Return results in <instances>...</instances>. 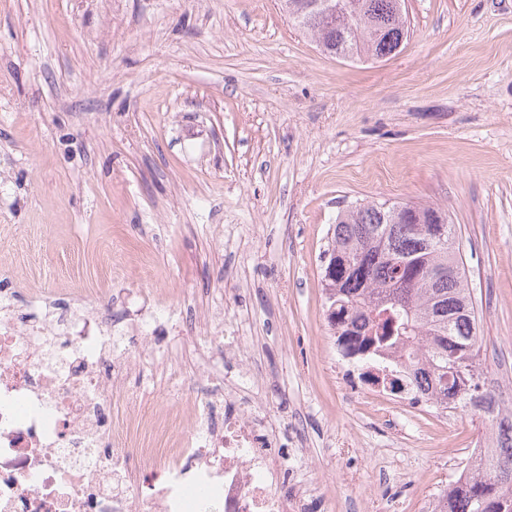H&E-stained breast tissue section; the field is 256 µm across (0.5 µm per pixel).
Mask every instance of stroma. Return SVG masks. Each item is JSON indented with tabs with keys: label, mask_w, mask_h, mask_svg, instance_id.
Listing matches in <instances>:
<instances>
[{
	"label": "stroma",
	"mask_w": 512,
	"mask_h": 512,
	"mask_svg": "<svg viewBox=\"0 0 512 512\" xmlns=\"http://www.w3.org/2000/svg\"><path fill=\"white\" fill-rule=\"evenodd\" d=\"M377 62L324 55L279 0H0V251L32 293L111 309L112 353L239 336L281 486L311 512H426L485 432L462 409H365L321 286L340 208L445 211L465 244L488 379L512 383V0H405ZM210 377L133 371L126 396L181 417ZM115 397L106 423L129 420Z\"/></svg>",
	"instance_id": "obj_1"
}]
</instances>
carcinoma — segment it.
Masks as SVG:
<instances>
[{
  "label": "carcinoma",
  "mask_w": 512,
  "mask_h": 512,
  "mask_svg": "<svg viewBox=\"0 0 512 512\" xmlns=\"http://www.w3.org/2000/svg\"><path fill=\"white\" fill-rule=\"evenodd\" d=\"M312 0H283L288 18L331 57L382 60L408 40L398 0H355L359 15L328 20ZM413 208L446 223L445 243L429 248L423 224L396 208ZM321 282L329 315L341 328L337 345L373 361L393 348L407 352L405 382L445 409L474 412L496 448L448 489L439 512H512V423L505 424L485 387L481 338L462 259L448 215L431 205H359L337 214Z\"/></svg>",
  "instance_id": "cac0c4a2"
}]
</instances>
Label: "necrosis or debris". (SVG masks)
Here are the masks:
<instances>
[{
  "label": "necrosis or debris",
  "instance_id": "necrosis-or-debris-1",
  "mask_svg": "<svg viewBox=\"0 0 512 512\" xmlns=\"http://www.w3.org/2000/svg\"><path fill=\"white\" fill-rule=\"evenodd\" d=\"M12 309L0 294V512H307L315 491L280 489L263 417L232 407L214 424L207 396L190 400L180 447L163 445L168 422L136 403L140 435L106 430L104 409L131 362L113 358L100 376L112 334L98 313L22 330Z\"/></svg>",
  "mask_w": 512,
  "mask_h": 512
}]
</instances>
